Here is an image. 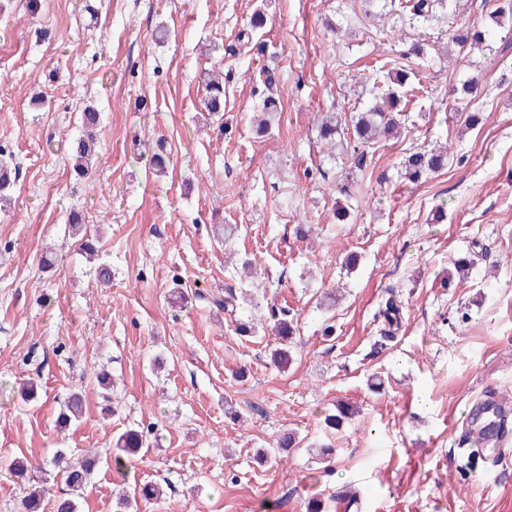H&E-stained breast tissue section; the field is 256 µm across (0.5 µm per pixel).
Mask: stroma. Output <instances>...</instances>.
<instances>
[{
    "mask_svg": "<svg viewBox=\"0 0 512 512\" xmlns=\"http://www.w3.org/2000/svg\"><path fill=\"white\" fill-rule=\"evenodd\" d=\"M500 2L454 0L425 26L382 0H0V145L17 164L0 206V512H22L13 458L106 454L143 426L144 447L103 463L78 512H114L120 487L148 482L163 495L140 512H306L345 486L354 500L329 512H512V435L475 464L458 445L486 396L512 403V20L495 21ZM258 8L271 19L261 52L239 38ZM465 20L487 31L486 50L451 43ZM415 42L423 57L409 56ZM387 60L418 77L400 136L362 158L352 139L321 141L322 115L365 108ZM212 69L220 120L200 105ZM269 71L281 110L260 135L251 116ZM472 75L470 99L458 87ZM89 105L102 130L86 180L72 156ZM440 143L447 168L405 179L406 155ZM73 209L110 287L70 236ZM218 224L236 235L218 243ZM231 288L290 309L287 368L271 362L274 331L237 335L214 306ZM80 390L82 418L58 427ZM340 403L355 414L329 430ZM288 432L300 443L284 452ZM325 444L328 472L315 461Z\"/></svg>",
    "mask_w": 512,
    "mask_h": 512,
    "instance_id": "stroma-1",
    "label": "stroma"
}]
</instances>
